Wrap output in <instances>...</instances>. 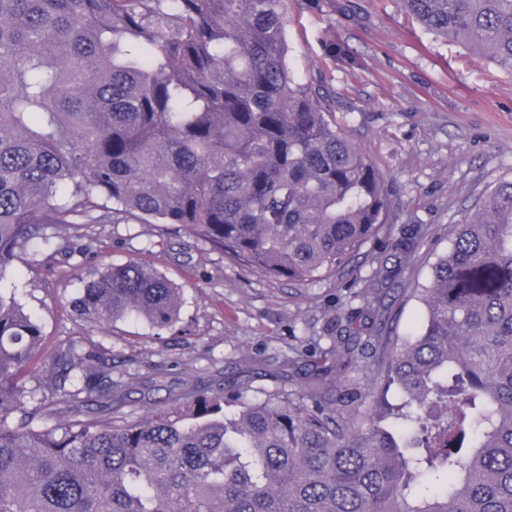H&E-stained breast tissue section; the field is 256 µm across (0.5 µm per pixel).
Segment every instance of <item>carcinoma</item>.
Here are the masks:
<instances>
[{
  "mask_svg": "<svg viewBox=\"0 0 512 512\" xmlns=\"http://www.w3.org/2000/svg\"><path fill=\"white\" fill-rule=\"evenodd\" d=\"M512 69V0H399ZM288 0H0V287L55 260L46 230L178 224L269 279L315 283L385 224L387 183L300 79ZM414 336L366 323L289 347L298 390L190 382L139 418L136 377L81 342L23 379L41 325L0 290V512H512V178L409 289ZM179 289L130 261L73 307L168 330ZM369 405L353 408L356 374ZM402 401L389 400L390 391ZM65 414L69 421L54 424Z\"/></svg>",
  "mask_w": 512,
  "mask_h": 512,
  "instance_id": "carcinoma-1",
  "label": "carcinoma"
}]
</instances>
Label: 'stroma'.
Wrapping results in <instances>:
<instances>
[{"label": "stroma", "mask_w": 512, "mask_h": 512, "mask_svg": "<svg viewBox=\"0 0 512 512\" xmlns=\"http://www.w3.org/2000/svg\"><path fill=\"white\" fill-rule=\"evenodd\" d=\"M287 38L296 73L326 87L350 137L386 176L385 231L351 267L310 284L261 277L167 224L57 228L61 251L51 265L15 263L16 298L42 327V354L83 342L111 358L113 372L136 374L157 401L186 380L261 396L276 381L244 372L242 356L274 364L296 336H323L339 322L362 325L363 317L350 315L362 305L349 297L355 279L374 277L396 298L425 281L476 198L512 176V71L427 31L399 0H320L315 9L288 0ZM333 42L353 63L326 53ZM414 226L413 251L399 259L395 245ZM131 260L180 287L171 330L133 318L102 325L74 312L71 302L95 270ZM421 321L416 300L397 298L394 332L415 335Z\"/></svg>", "instance_id": "35a3bbf8"}]
</instances>
